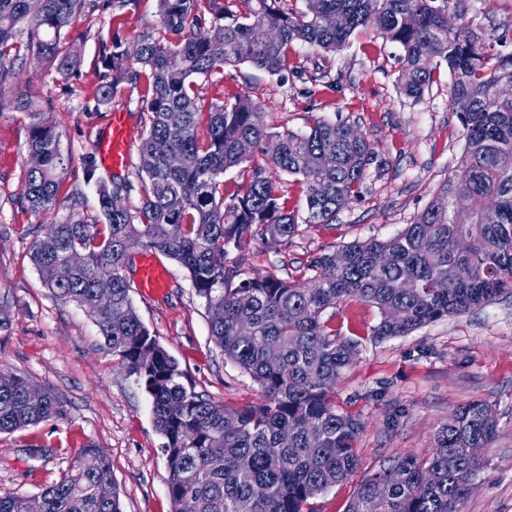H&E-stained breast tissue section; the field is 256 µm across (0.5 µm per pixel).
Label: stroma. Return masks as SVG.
<instances>
[{
    "label": "stroma",
    "instance_id": "35a3bbf8",
    "mask_svg": "<svg viewBox=\"0 0 512 512\" xmlns=\"http://www.w3.org/2000/svg\"><path fill=\"white\" fill-rule=\"evenodd\" d=\"M452 22L487 36L512 33V0H459ZM157 24L153 0H140L135 7L121 0H87L66 33L81 56L78 71L40 66L24 51L15 63L20 88L33 94L38 110L50 114L71 164L59 210L51 217L31 213L23 199L30 120L22 112L0 113V305L11 317L10 326L0 331V364L55 392L66 417L0 434V489L39 494L68 468L78 448L92 442L112 463L124 512L173 510L150 396L103 349L87 313L55 301L29 259L39 227L48 219L76 211L98 218L95 182L83 175L93 143L112 113H128L131 126H141L137 93L101 101L98 58L112 41L132 44ZM400 54L398 46L370 31L329 55L298 47L301 70L282 80L247 63L227 68L223 81L197 80L199 95L208 101L250 95L271 131L305 132L313 121L342 119L356 126L378 154L362 198L337 213L333 223L300 225L275 249L257 238L242 253H231L230 261L241 262L245 276L292 279L316 257L347 243L394 236L453 174L465 138L449 108L451 75L440 69L421 100L407 98L398 89ZM163 265L169 281L163 294L130 292L141 319L177 359L196 392L238 407L258 402V385L212 342L205 304L187 271L169 258ZM377 320V311L368 306L336 309L343 334H357L360 346L333 392L337 406L356 415L363 429L356 442V472L311 499L310 512H345L367 473L398 458L431 456L436 429L472 402L495 409L498 433L483 452L484 469L464 512H512V297L386 340L369 334Z\"/></svg>",
    "mask_w": 512,
    "mask_h": 512
}]
</instances>
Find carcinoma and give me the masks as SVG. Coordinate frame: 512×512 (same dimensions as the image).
<instances>
[{
  "mask_svg": "<svg viewBox=\"0 0 512 512\" xmlns=\"http://www.w3.org/2000/svg\"><path fill=\"white\" fill-rule=\"evenodd\" d=\"M302 10L280 0H156L160 31L140 35L129 48L115 43L102 56L109 74L107 101L140 67L138 88L146 113L135 176L138 206L112 204L120 185L97 181L104 223L78 213L41 225L30 259L56 301L85 310L103 348L152 400L168 467L174 512H304L309 499L347 480L358 460L362 428L336 409L330 390L359 354V342L336 326L334 309L357 303L378 310L369 327L378 340L406 336L451 315L512 295V51L496 48L471 29L448 25L457 0H304ZM85 0H0V112H25L29 152L39 164L26 170L28 209L49 214L60 205L69 158L59 147L48 113L33 109L17 90L14 57L19 37L39 62L61 71L80 56L62 32ZM358 29H373L400 47L401 92L421 99L438 63L453 77L451 110L463 127L464 153L452 177L417 219L385 240L343 246L345 262L324 254L298 280L242 277L228 254L255 236L272 246L292 238L299 213L266 176V169L301 178L307 224H330L359 199L373 144L347 123L319 120L310 131L270 132L259 104L244 94L205 103L195 79L224 75L249 63L280 78L298 69L295 47L334 53ZM251 165L248 183L224 193V172ZM178 262L204 300L212 341L260 386L261 401L233 408L184 383L178 361L140 318L123 274L127 248ZM80 265L61 282L57 267L71 253ZM112 273V300L96 303L95 284ZM248 325L253 333L238 335ZM28 379H0V433L65 418L61 399L46 392L26 400ZM498 430L489 406L475 402L435 433L426 460L403 457L362 480L345 512H463L483 461L469 448H488ZM388 497L373 499L377 484ZM32 497L0 489V512H30ZM40 512H123L108 456L95 444L78 449L72 464L37 495Z\"/></svg>",
  "mask_w": 512,
  "mask_h": 512,
  "instance_id": "1",
  "label": "carcinoma"
}]
</instances>
